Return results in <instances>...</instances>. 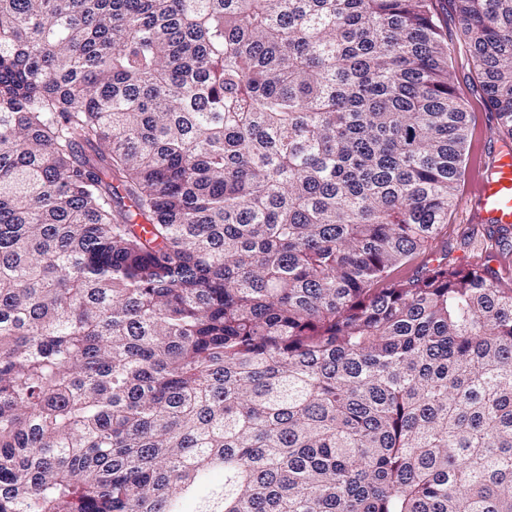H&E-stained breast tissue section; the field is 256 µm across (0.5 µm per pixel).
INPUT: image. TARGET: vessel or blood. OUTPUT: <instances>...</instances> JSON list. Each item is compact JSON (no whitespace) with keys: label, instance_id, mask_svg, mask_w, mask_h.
<instances>
[{"label":"vessel or blood","instance_id":"vessel-or-blood-1","mask_svg":"<svg viewBox=\"0 0 512 512\" xmlns=\"http://www.w3.org/2000/svg\"><path fill=\"white\" fill-rule=\"evenodd\" d=\"M470 209L473 223L512 228V149L494 152L490 166L477 177Z\"/></svg>","mask_w":512,"mask_h":512}]
</instances>
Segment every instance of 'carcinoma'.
<instances>
[{"instance_id": "cac0c4a2", "label": "carcinoma", "mask_w": 512, "mask_h": 512, "mask_svg": "<svg viewBox=\"0 0 512 512\" xmlns=\"http://www.w3.org/2000/svg\"><path fill=\"white\" fill-rule=\"evenodd\" d=\"M466 143L432 0H0V512H512Z\"/></svg>"}]
</instances>
